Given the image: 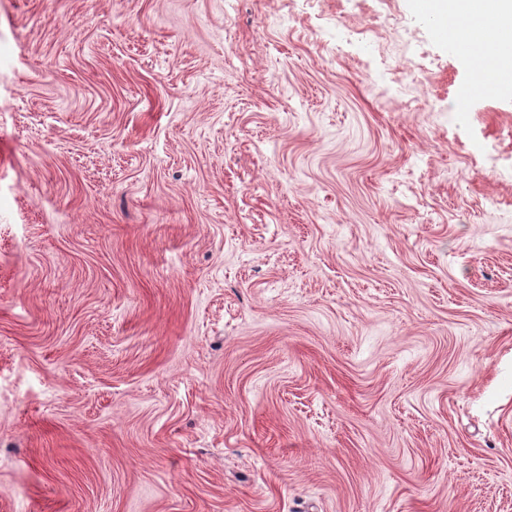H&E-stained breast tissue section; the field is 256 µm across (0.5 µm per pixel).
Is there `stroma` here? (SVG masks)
Masks as SVG:
<instances>
[{
  "mask_svg": "<svg viewBox=\"0 0 512 512\" xmlns=\"http://www.w3.org/2000/svg\"><path fill=\"white\" fill-rule=\"evenodd\" d=\"M479 67L414 0H0V512H512Z\"/></svg>",
  "mask_w": 512,
  "mask_h": 512,
  "instance_id": "35a3bbf8",
  "label": "stroma"
}]
</instances>
